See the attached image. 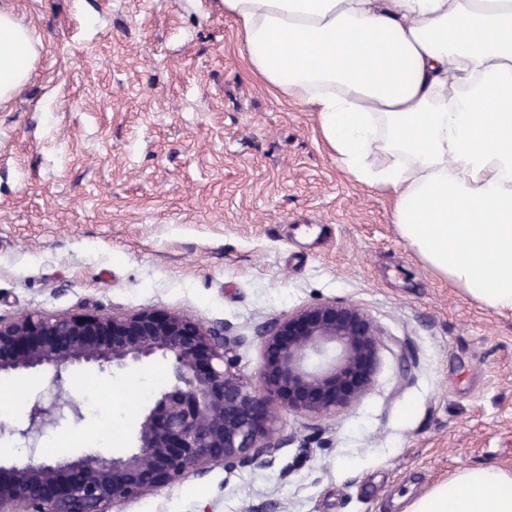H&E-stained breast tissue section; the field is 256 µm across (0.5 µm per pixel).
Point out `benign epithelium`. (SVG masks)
Returning <instances> with one entry per match:
<instances>
[{"label":"benign epithelium","instance_id":"7a95c632","mask_svg":"<svg viewBox=\"0 0 512 512\" xmlns=\"http://www.w3.org/2000/svg\"><path fill=\"white\" fill-rule=\"evenodd\" d=\"M261 385L232 355L224 325L145 310L131 315L25 313L0 318V374L50 370L53 384L74 365L101 371L159 358L171 381L142 417L134 446L120 456L89 453L0 464V512H120L210 466L226 470L273 455L278 412L323 416L363 394L376 370L380 330L359 307L325 301L264 327ZM70 401L61 392L33 401L27 426L0 436L34 443Z\"/></svg>","mask_w":512,"mask_h":512}]
</instances>
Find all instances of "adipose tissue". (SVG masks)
Returning <instances> with one entry per match:
<instances>
[{
  "instance_id": "obj_1",
  "label": "adipose tissue",
  "mask_w": 512,
  "mask_h": 512,
  "mask_svg": "<svg viewBox=\"0 0 512 512\" xmlns=\"http://www.w3.org/2000/svg\"><path fill=\"white\" fill-rule=\"evenodd\" d=\"M221 2L249 72L315 112L424 264L511 314L512 0ZM38 47L0 7V103L29 83ZM404 512H512V470L461 469Z\"/></svg>"
}]
</instances>
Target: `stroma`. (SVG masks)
<instances>
[{
    "label": "stroma",
    "instance_id": "stroma-1",
    "mask_svg": "<svg viewBox=\"0 0 512 512\" xmlns=\"http://www.w3.org/2000/svg\"><path fill=\"white\" fill-rule=\"evenodd\" d=\"M41 44L0 104V317L156 309L224 323L260 385V330L336 300L382 331L369 390L323 417L280 410L273 457L212 466L125 512H403L459 470L512 469V314L429 270L392 201L357 183L313 112L247 70L219 0H8ZM116 388L132 448L160 361L74 368L40 445L101 425Z\"/></svg>",
    "mask_w": 512,
    "mask_h": 512
}]
</instances>
